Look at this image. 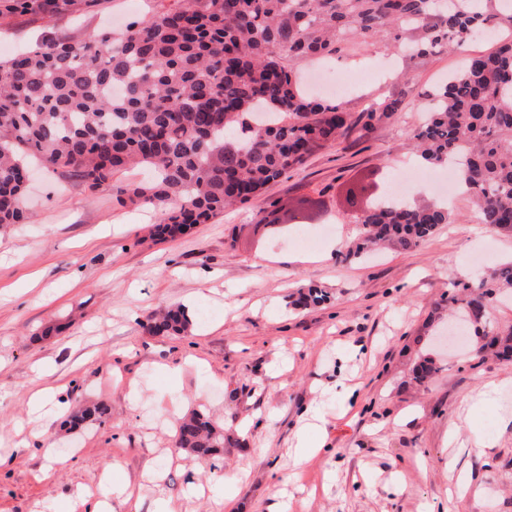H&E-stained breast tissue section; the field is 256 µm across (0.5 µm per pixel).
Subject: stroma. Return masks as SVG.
Wrapping results in <instances>:
<instances>
[{"label":"stroma","instance_id":"1","mask_svg":"<svg viewBox=\"0 0 512 512\" xmlns=\"http://www.w3.org/2000/svg\"><path fill=\"white\" fill-rule=\"evenodd\" d=\"M150 7L99 0L2 19L0 57L117 28ZM461 65L445 49L420 61L342 43L331 68L364 69L340 99L351 129L259 200L173 239L154 237L152 210L115 200L114 187L143 171L95 192L62 171L34 173L33 223L0 229V454L10 459L0 512H93L84 495L106 473L142 488L114 500L116 512H156L165 500L183 512H512V363L451 358L435 342L450 283L511 261L512 235L480 223L455 182H422L421 199H446L451 223L408 251L350 261L328 252L356 238L351 186L387 190L417 168L419 104ZM389 98L398 112L367 118ZM310 288L330 301L297 305ZM177 305L193 320L187 334L148 330L152 312ZM426 355L438 371L420 384L413 369ZM492 383L498 391L475 405ZM95 402L109 408L105 423L65 427L74 407ZM195 410L238 441L221 470H199L200 496L174 445ZM304 431L323 446L300 463ZM478 436L493 440L487 453L473 448Z\"/></svg>","mask_w":512,"mask_h":512}]
</instances>
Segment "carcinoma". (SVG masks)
I'll return each mask as SVG.
<instances>
[{"label":"carcinoma","instance_id":"cac0c4a2","mask_svg":"<svg viewBox=\"0 0 512 512\" xmlns=\"http://www.w3.org/2000/svg\"><path fill=\"white\" fill-rule=\"evenodd\" d=\"M97 0H0V19L83 9ZM504 0H155L122 30L79 41L48 38L0 60V226L28 224L24 173L37 163L76 176L90 191L113 174L148 167L151 178L116 189L121 206L158 215L156 235L174 238L224 209L257 198L269 183L331 148L351 128L339 104L308 97L293 64L326 59L340 44L410 46L426 58L446 48L463 66L427 95L413 132L417 154L463 177L481 223L512 234V42L488 55L471 43L488 25L512 31ZM365 185L366 200L346 257L377 246H419L452 214L428 202L391 206ZM512 292V262L475 285L454 283L448 307L469 316L484 343L512 361V329L489 320L499 292ZM182 307L148 317L149 329L179 336ZM87 406L77 427L103 422ZM175 447L208 463L224 454V428L201 411L182 418Z\"/></svg>","mask_w":512,"mask_h":512}]
</instances>
